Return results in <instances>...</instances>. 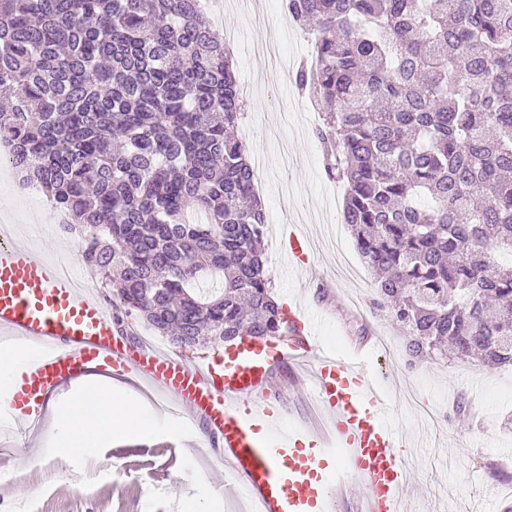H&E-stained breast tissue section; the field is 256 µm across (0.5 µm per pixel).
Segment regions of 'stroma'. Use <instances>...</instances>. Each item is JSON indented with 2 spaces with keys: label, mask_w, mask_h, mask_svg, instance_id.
Returning <instances> with one entry per match:
<instances>
[{
  "label": "stroma",
  "mask_w": 512,
  "mask_h": 512,
  "mask_svg": "<svg viewBox=\"0 0 512 512\" xmlns=\"http://www.w3.org/2000/svg\"><path fill=\"white\" fill-rule=\"evenodd\" d=\"M231 2L218 0L214 14L221 29L236 31V77L240 86L254 91L238 136L252 157L265 160L257 180L263 185L265 254L275 293L284 300L303 298L326 348L338 357H346L352 342L373 331L392 340L394 355L373 349L365 368L400 386L402 395L392 403L390 420L402 431L419 433L418 444L405 454L412 470L407 493L418 512H501L497 488L512 484V366L441 357L412 360L407 338L390 311L373 303L370 271L356 282L332 278L339 249L351 251L355 244L340 219L344 189L324 171L315 133L320 113L309 110L293 80L295 64L312 55L311 38L284 26L282 0H264L267 16L261 27ZM264 32L285 38L292 66L257 53L256 42ZM283 200L289 211L312 218L300 227L312 252L298 271L288 268L287 228L274 216ZM59 217L45 197H29L17 178L0 182V220L14 224L20 242L62 259L76 277L112 298L111 284L84 264L80 239L60 232ZM133 392L157 424L150 440L104 443L62 468L51 453L50 433H43L35 453L0 475V512H226L224 496L205 502L195 497L203 480L231 483L224 465L205 449L189 447L186 436L164 424L162 412L151 403V391L137 386ZM461 395L470 410L464 418L450 415L433 423L421 413L422 407L444 406Z\"/></svg>",
  "instance_id": "obj_1"
}]
</instances>
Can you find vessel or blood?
Masks as SVG:
<instances>
[{"label": "vessel or blood", "instance_id": "1", "mask_svg": "<svg viewBox=\"0 0 512 512\" xmlns=\"http://www.w3.org/2000/svg\"><path fill=\"white\" fill-rule=\"evenodd\" d=\"M23 343L30 352L19 376L0 379V421L31 446L51 401L92 370L144 383L163 396L168 415L193 427L196 443L219 445L218 458L235 487L260 512H334L345 477L363 489L359 512H402L404 435L390 423L392 392L357 359L324 348L317 326L292 317L287 336L241 341L224 361L148 346L129 338L106 299L55 259L18 244L0 225V349ZM286 363L295 386L329 417L327 434L290 428L274 409L275 370Z\"/></svg>", "mask_w": 512, "mask_h": 512}]
</instances>
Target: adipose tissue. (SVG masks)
Returning a JSON list of instances; mask_svg holds the SVG:
<instances>
[{
    "label": "adipose tissue",
    "mask_w": 512,
    "mask_h": 512,
    "mask_svg": "<svg viewBox=\"0 0 512 512\" xmlns=\"http://www.w3.org/2000/svg\"><path fill=\"white\" fill-rule=\"evenodd\" d=\"M50 414L56 457L62 463L73 453L92 454L100 444L116 438H140L151 432L126 388L97 377L76 399L52 405Z\"/></svg>",
    "instance_id": "ef3b65f1"
}]
</instances>
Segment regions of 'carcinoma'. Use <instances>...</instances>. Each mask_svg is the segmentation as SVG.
Masks as SVG:
<instances>
[{
  "mask_svg": "<svg viewBox=\"0 0 512 512\" xmlns=\"http://www.w3.org/2000/svg\"><path fill=\"white\" fill-rule=\"evenodd\" d=\"M375 303L419 357L512 365V0H285ZM200 0H0V145L155 330L285 336L246 99Z\"/></svg>",
  "mask_w": 512,
  "mask_h": 512,
  "instance_id": "1",
  "label": "carcinoma"
}]
</instances>
